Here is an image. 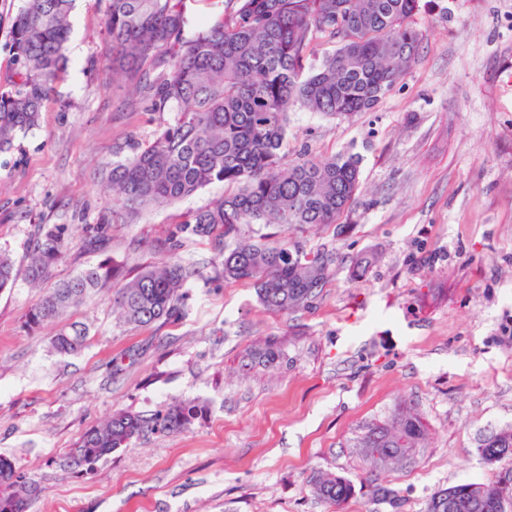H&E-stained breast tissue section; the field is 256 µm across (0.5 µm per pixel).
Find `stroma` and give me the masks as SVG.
I'll return each instance as SVG.
<instances>
[{
  "label": "stroma",
  "mask_w": 512,
  "mask_h": 512,
  "mask_svg": "<svg viewBox=\"0 0 512 512\" xmlns=\"http://www.w3.org/2000/svg\"><path fill=\"white\" fill-rule=\"evenodd\" d=\"M106 7L75 0L56 94L38 127L0 151V253L16 274L0 290V457L42 487L30 512H426L438 489L512 473V457L490 468L479 453L512 428V338L499 333L512 315V0H420L408 20L419 53L375 109L289 110V156L360 158V192L339 224L242 227L335 255L309 308L266 310L250 285L218 274L215 239L188 236L176 256L196 275L179 321L125 325L114 280L68 311L89 336L62 355L55 326H25L40 299L89 266L126 275L167 261L164 240L225 193L215 183L132 217L107 190L113 163L175 115L144 111L113 84ZM43 228L69 251L34 285L28 254ZM365 254L374 261L358 269ZM267 340L282 351L269 367L249 356ZM188 399L200 410L186 428L146 433L88 474L69 466L114 413L148 417ZM399 405L420 414L425 440L412 460L369 474L357 432ZM316 471L349 478L353 495L317 499ZM376 482L397 504L373 496Z\"/></svg>",
  "instance_id": "obj_1"
}]
</instances>
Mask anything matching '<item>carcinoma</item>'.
Here are the masks:
<instances>
[{
	"instance_id": "carcinoma-1",
	"label": "carcinoma",
	"mask_w": 512,
	"mask_h": 512,
	"mask_svg": "<svg viewBox=\"0 0 512 512\" xmlns=\"http://www.w3.org/2000/svg\"><path fill=\"white\" fill-rule=\"evenodd\" d=\"M200 0H108L105 34L113 77L140 88L149 112H174V122L132 156L112 164L106 177L112 195L129 213L168 206L222 183L233 188L213 205L195 211L181 232L214 236L220 274L254 288L266 309L291 313L309 306L333 274L335 257L306 251L287 239H245L243 224H336L349 213L360 188V158L282 153L288 108L297 102L326 116L373 110L388 95L419 50V34L406 21L419 0H219L222 9L187 33L190 5ZM72 0H25L9 23L14 79L0 86V150L36 128L54 95L67 60ZM337 44L318 56L313 42ZM156 77L145 80V76ZM68 243L45 230L29 256L28 276L47 277ZM195 271L176 257L146 266L124 282L113 300L126 325L135 328L182 318L186 285ZM114 278L112 268L89 266L59 283L30 309L25 325L59 321L64 311ZM14 262L0 255V290L13 284ZM88 328L61 326L51 338L64 355L82 349ZM271 343L254 353L264 365L280 360ZM198 405L183 401L147 419L118 412L88 430L70 452L72 465L92 470L102 459L144 432H175L196 418ZM425 435L421 416L398 408L362 428L358 441L378 449L365 454L370 471L414 457ZM484 463L512 456V429L481 443ZM312 494L330 504L345 502L354 484L317 472ZM41 487L0 458V512H28ZM427 512H512V478L452 485L435 492Z\"/></svg>"
}]
</instances>
